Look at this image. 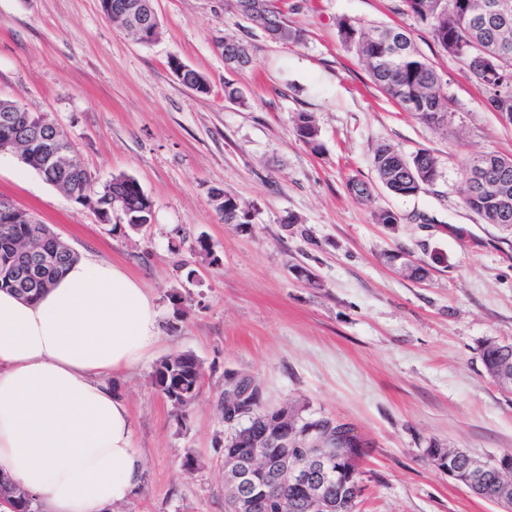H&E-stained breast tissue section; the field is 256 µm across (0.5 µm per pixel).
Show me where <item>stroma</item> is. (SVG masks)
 <instances>
[{"label":"stroma","instance_id":"35a3bbf8","mask_svg":"<svg viewBox=\"0 0 512 512\" xmlns=\"http://www.w3.org/2000/svg\"><path fill=\"white\" fill-rule=\"evenodd\" d=\"M158 38L135 41L100 0H0V99L47 115L75 146L96 188L124 174L153 203L132 231L102 220L11 153L0 154V197L49 225L79 257L105 259L148 288L159 311L151 358L113 381L146 466L111 512H224L228 372L258 379L274 406L351 424L365 442L358 512H499L449 478L446 455L512 452V392L487 376L483 341H512V233L487 223L462 194L475 154L512 157V124L401 0H279L298 43H276L221 0H154ZM399 27L436 69L451 101L430 125L373 84L336 22ZM248 42L251 63L225 66L217 37ZM204 73L200 94L171 61ZM242 91L237 102L225 83ZM310 113L323 148L295 133ZM430 151L432 186L399 196L377 185L373 156ZM374 183L356 199L351 179ZM250 213L225 223L209 191ZM389 210L396 224L377 223ZM205 237L212 254L196 249ZM405 253L430 271L416 280L386 263ZM309 270L312 281L299 278ZM191 352L204 376L186 415L151 382L165 357ZM194 467H185L186 458Z\"/></svg>","mask_w":512,"mask_h":512}]
</instances>
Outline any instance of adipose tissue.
Returning <instances> with one entry per match:
<instances>
[{"label":"adipose tissue","instance_id":"adipose-tissue-1","mask_svg":"<svg viewBox=\"0 0 512 512\" xmlns=\"http://www.w3.org/2000/svg\"><path fill=\"white\" fill-rule=\"evenodd\" d=\"M147 288L120 267L74 262L35 301L0 291V473L44 512H106L143 472L113 379L159 340Z\"/></svg>","mask_w":512,"mask_h":512}]
</instances>
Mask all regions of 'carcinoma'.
Instances as JSON below:
<instances>
[{
	"label": "carcinoma",
	"mask_w": 512,
	"mask_h": 512,
	"mask_svg": "<svg viewBox=\"0 0 512 512\" xmlns=\"http://www.w3.org/2000/svg\"><path fill=\"white\" fill-rule=\"evenodd\" d=\"M278 0H224V8L247 21L251 26L262 30L267 37L278 43L299 42L300 31L292 27L277 5ZM477 0H402L404 11L417 23L427 27L432 38L443 50L448 51L449 42L456 44L470 38L480 39L485 35H503L512 42V28L492 25L485 30L466 26L465 14L469 4ZM144 26L136 30L132 26L126 30L140 42H150L156 38L159 20L153 13L143 12ZM338 31L342 40L355 47L358 55L367 66L375 86L387 97L413 112L424 122L440 125L447 119L448 96L432 64L420 53L405 31H400L406 43L403 56L394 63L386 65L381 57L377 35L385 28L374 26L368 30L358 28L347 19L338 22ZM224 61L236 60L231 69H242L251 62L248 45L241 39L225 35ZM469 79L482 87L490 101L497 102L498 108L512 113V85H492L485 70L472 59L460 57ZM190 89L201 94L210 91L208 78L191 68L186 72ZM20 124L5 126L0 123V139L15 137L20 140L22 152L28 154L25 165L39 172L44 179L56 186L67 196H75V202L93 204L102 218L108 220L114 210H119L126 224L137 229L151 223L152 202L132 177L119 176L105 185L102 192L90 196L88 193V172L66 171L62 168H48L41 158L39 143L25 134V124L35 121L36 115L28 110L19 113ZM296 134L312 150L321 148L319 132L314 120L307 113H300L295 121ZM483 159L476 155L469 159L463 168V193L465 203L473 210L484 213L493 224H505L512 228V166L501 170L493 168L491 175L496 180L508 182V202L503 203L493 196L474 197L470 194V173L473 166ZM374 167L383 186L401 196H412L435 182L436 160L428 151H420L411 158H405L388 146H380L374 153ZM210 199L220 201L216 210L224 216V223L247 226L250 224L249 211L242 208L238 200L222 188L210 190ZM21 218L0 213V264L14 249L17 239L41 233L42 246L47 251L58 253L59 263L32 273L28 263L23 262L12 278L0 275V290H9L26 300H36L60 277L66 268L76 260L77 253L59 243L57 239L44 233V225L34 216ZM480 357L486 374L495 384H500L501 369L512 373V342L485 341L481 346ZM203 378L199 359L190 352H182L162 360L154 369L151 379L153 385L163 394L179 388L187 392L177 408L186 411L191 408L200 393ZM255 419H245L231 426V432L224 438V457L233 453L243 454L246 448L239 447L234 437L246 438L255 429L263 416L284 413L288 420V430L293 431L304 418L302 410L291 407H271L262 398L255 403ZM321 432L313 439L308 451L318 452L322 448H351L361 443L354 429L347 423H338L336 419L319 417ZM471 455L464 451L449 452L446 466L458 472L459 481L466 485L476 496L488 501L499 495L497 475L492 470L478 474L464 470ZM258 512H307L306 494L303 488L295 485L277 488L271 495L263 498Z\"/></svg>",
	"instance_id": "cac0c4a2"
}]
</instances>
